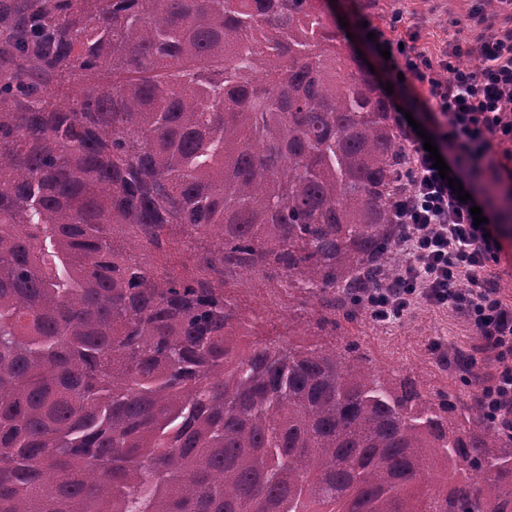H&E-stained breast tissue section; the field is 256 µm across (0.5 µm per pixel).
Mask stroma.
<instances>
[{
    "label": "stroma",
    "mask_w": 512,
    "mask_h": 512,
    "mask_svg": "<svg viewBox=\"0 0 512 512\" xmlns=\"http://www.w3.org/2000/svg\"><path fill=\"white\" fill-rule=\"evenodd\" d=\"M365 0H327L325 7L335 18L343 19L351 35L349 48L362 52L371 63L380 83L390 80L385 63L375 54L365 35V24L381 28L389 24L393 0H375L365 8ZM473 0H409L408 6L419 14L437 9L433 23L419 31L418 47L433 53L447 40L465 38L476 32L470 18ZM246 316L252 317L251 335L257 342L319 344L343 347L356 341L367 354L373 369L384 374L421 370L429 392L457 391L465 406H473V386L460 382L461 371L446 364L445 354L457 349H471L477 340L466 322L451 309L419 306L403 320L382 325L369 313H360L352 321L339 320L337 329H319L318 306L308 293L297 288H280L278 280L262 276L251 278L248 285H231L225 290Z\"/></svg>",
    "instance_id": "35a3bbf8"
}]
</instances>
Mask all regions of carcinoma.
Here are the masks:
<instances>
[{
    "mask_svg": "<svg viewBox=\"0 0 512 512\" xmlns=\"http://www.w3.org/2000/svg\"><path fill=\"white\" fill-rule=\"evenodd\" d=\"M344 40L323 0H0V512H512L481 405L246 346L225 295L273 271L323 329L394 276L411 154ZM174 226L180 272L113 244Z\"/></svg>",
    "mask_w": 512,
    "mask_h": 512,
    "instance_id": "1",
    "label": "carcinoma"
}]
</instances>
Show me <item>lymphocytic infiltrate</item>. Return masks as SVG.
Wrapping results in <instances>:
<instances>
[{
    "mask_svg": "<svg viewBox=\"0 0 512 512\" xmlns=\"http://www.w3.org/2000/svg\"><path fill=\"white\" fill-rule=\"evenodd\" d=\"M498 24L466 39L446 43L439 54L420 51L414 38L399 41L375 29L376 50H389L391 75L418 85L422 103L443 127L454 150L448 178L434 168L424 141L405 117L397 122L413 148L414 180L395 220L404 230L392 283L365 293L374 320L388 324L423 303L449 308L472 329L477 350L488 355L493 373L480 394L487 409L512 416V304L488 273L500 244L496 213L482 204L484 223L475 224L470 206L448 184L456 178L474 192L476 174L496 172L489 158L492 140H512V0H496ZM467 65H460V58Z\"/></svg>",
    "mask_w": 512,
    "mask_h": 512,
    "instance_id": "1",
    "label": "lymphocytic infiltrate"
}]
</instances>
